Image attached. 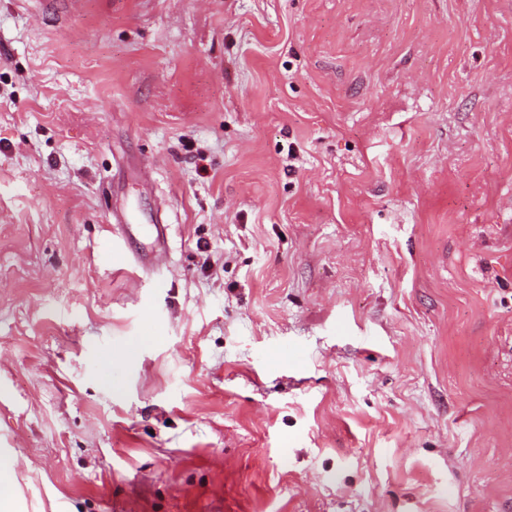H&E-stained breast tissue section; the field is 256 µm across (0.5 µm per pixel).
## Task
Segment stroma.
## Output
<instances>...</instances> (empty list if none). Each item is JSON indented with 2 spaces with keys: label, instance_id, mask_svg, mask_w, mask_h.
<instances>
[{
  "label": "stroma",
  "instance_id": "35a3bbf8",
  "mask_svg": "<svg viewBox=\"0 0 512 512\" xmlns=\"http://www.w3.org/2000/svg\"><path fill=\"white\" fill-rule=\"evenodd\" d=\"M0 456L17 512L511 507L512 0H0Z\"/></svg>",
  "mask_w": 512,
  "mask_h": 512
}]
</instances>
